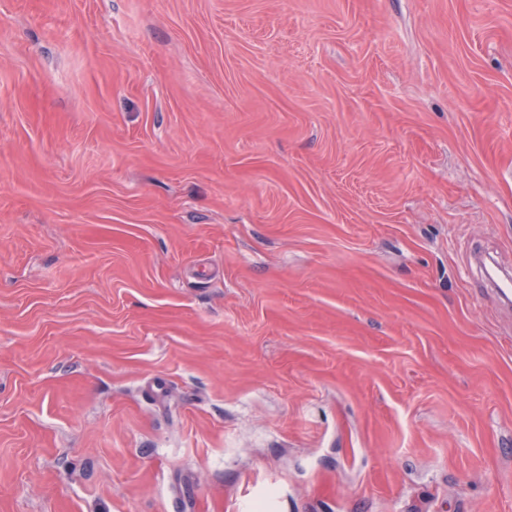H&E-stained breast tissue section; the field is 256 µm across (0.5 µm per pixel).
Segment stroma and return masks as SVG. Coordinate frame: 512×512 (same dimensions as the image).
<instances>
[{
    "label": "stroma",
    "mask_w": 512,
    "mask_h": 512,
    "mask_svg": "<svg viewBox=\"0 0 512 512\" xmlns=\"http://www.w3.org/2000/svg\"><path fill=\"white\" fill-rule=\"evenodd\" d=\"M512 0H0V512H512Z\"/></svg>",
    "instance_id": "35a3bbf8"
}]
</instances>
